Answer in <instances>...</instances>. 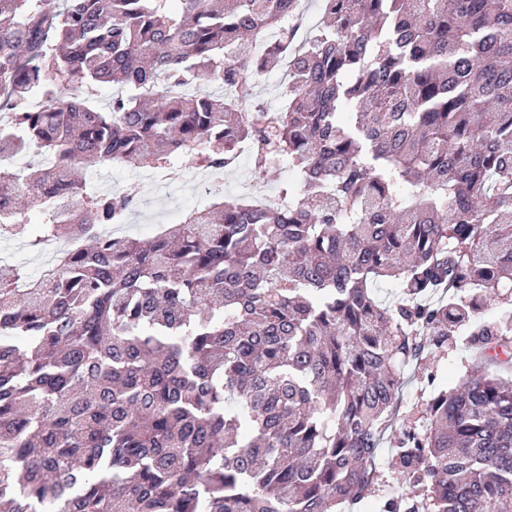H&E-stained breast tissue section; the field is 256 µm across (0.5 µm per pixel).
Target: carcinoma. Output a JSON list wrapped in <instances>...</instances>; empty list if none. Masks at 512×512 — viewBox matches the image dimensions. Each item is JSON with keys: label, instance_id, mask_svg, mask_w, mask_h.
<instances>
[{"label": "carcinoma", "instance_id": "cac0c4a2", "mask_svg": "<svg viewBox=\"0 0 512 512\" xmlns=\"http://www.w3.org/2000/svg\"><path fill=\"white\" fill-rule=\"evenodd\" d=\"M300 2L0 0V160L49 157L0 169V237L84 241L40 283L0 264V512H344L388 433L383 512L512 505V0H321L301 41ZM243 144L303 194L149 241L74 174H223ZM461 327L479 369L395 426L402 367ZM286 81L283 69H274L262 77L256 88V101L262 107L275 108L280 104L279 92ZM287 82V81H286ZM389 443H385L382 448H379V468L377 473V484L375 490L371 491L372 495L378 493L377 489L392 484L398 492L399 482L397 480V471L395 470V459L392 448H389Z\"/></svg>", "mask_w": 512, "mask_h": 512}]
</instances>
